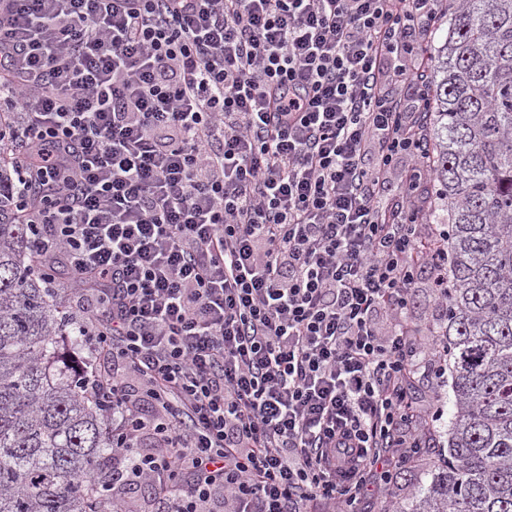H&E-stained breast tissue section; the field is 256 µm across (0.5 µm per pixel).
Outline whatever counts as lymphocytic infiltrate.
I'll use <instances>...</instances> for the list:
<instances>
[{
    "instance_id": "obj_1",
    "label": "lymphocytic infiltrate",
    "mask_w": 512,
    "mask_h": 512,
    "mask_svg": "<svg viewBox=\"0 0 512 512\" xmlns=\"http://www.w3.org/2000/svg\"><path fill=\"white\" fill-rule=\"evenodd\" d=\"M440 2L0 0V152L112 361L86 386L113 485L155 487L157 512H346L418 458L442 413L411 381L445 375L410 318L424 269L448 309L445 233L412 206Z\"/></svg>"
}]
</instances>
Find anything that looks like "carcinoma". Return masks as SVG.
<instances>
[{
  "label": "carcinoma",
  "instance_id": "obj_1",
  "mask_svg": "<svg viewBox=\"0 0 512 512\" xmlns=\"http://www.w3.org/2000/svg\"><path fill=\"white\" fill-rule=\"evenodd\" d=\"M432 213L447 225L448 457L401 512H512V0H448L426 49ZM0 159V512H101L112 418L72 353L79 323Z\"/></svg>",
  "mask_w": 512,
  "mask_h": 512
}]
</instances>
